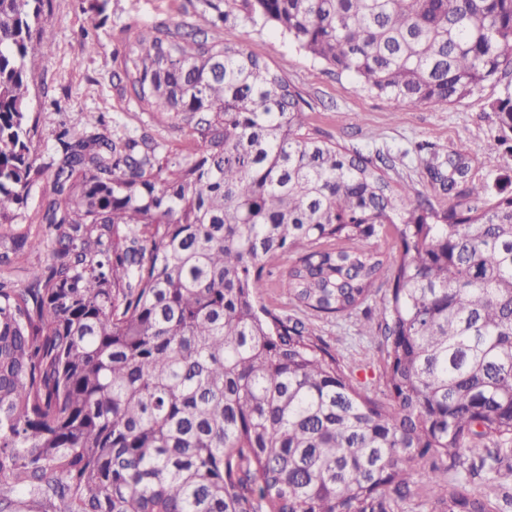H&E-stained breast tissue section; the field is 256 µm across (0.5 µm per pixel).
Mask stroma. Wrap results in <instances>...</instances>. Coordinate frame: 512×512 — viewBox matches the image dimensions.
<instances>
[{"label":"stroma","mask_w":512,"mask_h":512,"mask_svg":"<svg viewBox=\"0 0 512 512\" xmlns=\"http://www.w3.org/2000/svg\"><path fill=\"white\" fill-rule=\"evenodd\" d=\"M202 0H107L104 13L92 0H50L48 22L53 39L45 49L32 90V117L38 121L34 146L41 160L56 154L62 127L102 119L108 133L148 138L172 152L188 147L184 132L172 128L158 112H143L113 78L120 68L115 54L134 40L144 24L193 22ZM224 43L239 45L285 74L308 103L307 126L319 137L374 157L393 161L394 176L429 192L426 167L433 154L454 150L466 155L473 170L491 179L512 174V136L502 132L492 105L512 78L486 83L467 98L449 105L407 106L358 90L351 76L337 74L295 42L263 22L246 19L235 8L218 29ZM91 37L93 51L83 48ZM362 313L314 326L330 346L358 360L355 374L368 380L381 367L377 341L362 334Z\"/></svg>","instance_id":"1"}]
</instances>
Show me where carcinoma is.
I'll list each match as a JSON object with an SVG mask.
<instances>
[{
  "instance_id": "cac0c4a2",
  "label": "carcinoma",
  "mask_w": 512,
  "mask_h": 512,
  "mask_svg": "<svg viewBox=\"0 0 512 512\" xmlns=\"http://www.w3.org/2000/svg\"><path fill=\"white\" fill-rule=\"evenodd\" d=\"M199 23L146 25L117 85L189 154L87 126L37 164L45 0H0V512H505L512 488V178L450 151L438 209L306 130L305 100ZM357 88L446 105L512 70V0H243ZM512 133V92L493 105ZM49 175L40 224H16ZM394 230L388 263L369 240ZM27 250L43 258L10 275ZM381 282L383 395L303 319ZM261 301L269 307L288 314L304 319L305 316L295 305L283 294L282 290L277 287L276 278L265 277L264 288H260Z\"/></svg>"
}]
</instances>
